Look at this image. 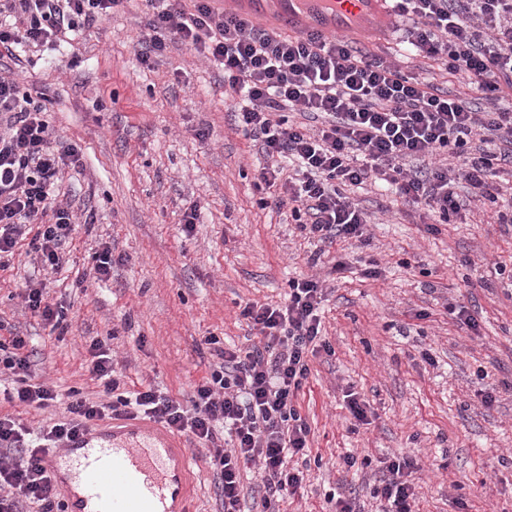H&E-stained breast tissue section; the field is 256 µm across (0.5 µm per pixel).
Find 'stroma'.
<instances>
[{"label":"stroma","instance_id":"stroma-1","mask_svg":"<svg viewBox=\"0 0 512 512\" xmlns=\"http://www.w3.org/2000/svg\"><path fill=\"white\" fill-rule=\"evenodd\" d=\"M146 31L140 0H127L79 40L9 66L47 95L53 140L81 147L82 167L66 173L59 199L94 221L64 245L55 271L16 246L0 267V339L24 337L40 380L92 401L104 394L86 370L89 346L108 339L127 390L150 385L186 402L215 362L205 337L246 346V303L280 304L289 279L317 276L332 351L311 357L297 397L310 459L282 512H329V495L350 490L375 512L373 465L393 455L419 463L416 512H512V281L495 272L512 268V225L475 202L466 223L432 233L398 196L368 184L357 192L371 218L363 241L316 254L288 210L259 206L254 176L266 160L235 128L223 71L174 41L144 68L133 44ZM365 49L429 73L450 96L468 93L401 46ZM194 202L201 217L188 234L181 219ZM105 243L117 261L100 281L93 256ZM342 256L349 268L334 272ZM372 259L380 274L368 279ZM39 286L64 308L62 334L24 307L23 289ZM451 304L467 307L478 331ZM350 393L365 421L350 415ZM189 452L195 512H224L206 446Z\"/></svg>","mask_w":512,"mask_h":512}]
</instances>
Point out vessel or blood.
<instances>
[{
    "mask_svg": "<svg viewBox=\"0 0 512 512\" xmlns=\"http://www.w3.org/2000/svg\"><path fill=\"white\" fill-rule=\"evenodd\" d=\"M225 17L270 32L376 40L393 32L392 0H214ZM189 451L162 425L123 418L45 452L64 512H192Z\"/></svg>",
    "mask_w": 512,
    "mask_h": 512,
    "instance_id": "vessel-or-blood-1",
    "label": "vessel or blood"
}]
</instances>
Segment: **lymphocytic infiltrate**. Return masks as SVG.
I'll use <instances>...</instances> for the list:
<instances>
[{
  "label": "lymphocytic infiltrate",
  "instance_id": "f902f5d3",
  "mask_svg": "<svg viewBox=\"0 0 512 512\" xmlns=\"http://www.w3.org/2000/svg\"><path fill=\"white\" fill-rule=\"evenodd\" d=\"M126 0H0L8 15L0 21V58L17 50L56 46L123 8ZM148 34L137 59L152 66L167 42L180 41L224 71V95L232 101L235 125L260 142L268 163L256 174L261 207L288 209L301 231L322 244L362 240L367 218L351 197L354 188L382 183L412 210L434 224L461 218L458 194L495 208L499 223L512 224V210L498 209L503 186L498 152L474 146L486 134L512 144V109L499 108L512 89V0H396L399 15L411 17L405 49L434 60L449 75L461 76L488 103L471 107L434 88L428 76L404 72L382 56L357 50L345 39L307 40L272 34L225 19L210 0H145ZM313 115L310 131L287 112ZM452 150L457 166L413 168V161ZM81 149L53 143L42 98L20 81L0 75V257L19 240L29 242L47 267L60 261L61 246L79 224L57 201L67 169ZM324 288L313 276L288 282L284 303L246 304L241 315L256 332L247 348L214 345L218 365L195 384L189 403L148 387L124 393L121 376L105 340L89 348L87 370L108 402L67 395L66 414L29 438L21 421L0 416V512H60L61 492L41 464L48 446H61L91 422L142 416L171 431L214 445L208 465L219 474L224 512H242V464L263 474L262 512L296 494L303 477L290 459L310 450L311 429L296 407L310 373L309 360L329 350L319 315ZM26 340L0 341V378L11 379L9 402L46 408L58 401L53 386L39 381ZM229 437L230 447L220 444ZM408 455L385 458L373 495L378 512H413Z\"/></svg>",
  "mask_w": 512,
  "mask_h": 512
}]
</instances>
